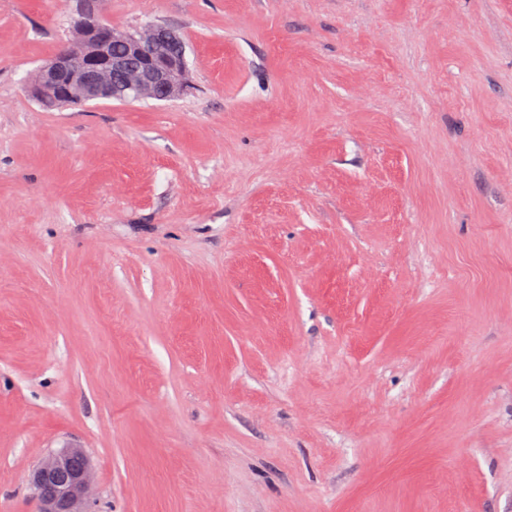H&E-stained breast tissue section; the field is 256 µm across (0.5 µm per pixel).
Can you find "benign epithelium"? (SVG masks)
<instances>
[{
	"instance_id": "benign-epithelium-1",
	"label": "benign epithelium",
	"mask_w": 512,
	"mask_h": 512,
	"mask_svg": "<svg viewBox=\"0 0 512 512\" xmlns=\"http://www.w3.org/2000/svg\"><path fill=\"white\" fill-rule=\"evenodd\" d=\"M79 25L86 36L83 52L60 50L40 70L44 85H53L68 69L76 77L85 103L132 95L138 99L170 100L187 88L188 70L183 55L146 49L153 43L179 40L172 29L155 25L146 38L119 36L101 19L96 2L84 9ZM109 34L128 42V55H109L105 43ZM29 481L38 503L37 512H78L90 486V458L81 448H65L35 467Z\"/></svg>"
}]
</instances>
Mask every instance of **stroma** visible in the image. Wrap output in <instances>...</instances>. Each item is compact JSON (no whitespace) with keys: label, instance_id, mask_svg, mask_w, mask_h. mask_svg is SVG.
I'll use <instances>...</instances> for the list:
<instances>
[{"label":"stroma","instance_id":"35a3bbf8","mask_svg":"<svg viewBox=\"0 0 512 512\" xmlns=\"http://www.w3.org/2000/svg\"><path fill=\"white\" fill-rule=\"evenodd\" d=\"M0 0V512H512V0H103L170 101L27 92ZM37 512H79L91 481V461L82 448H65L29 475Z\"/></svg>","mask_w":512,"mask_h":512}]
</instances>
